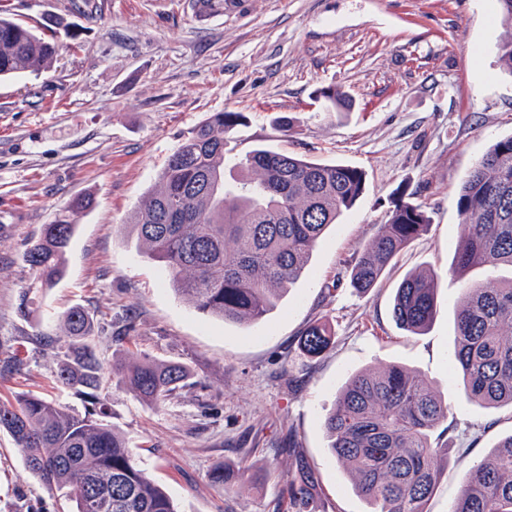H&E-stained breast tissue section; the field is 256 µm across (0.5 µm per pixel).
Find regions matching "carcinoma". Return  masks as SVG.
<instances>
[{
  "mask_svg": "<svg viewBox=\"0 0 512 512\" xmlns=\"http://www.w3.org/2000/svg\"><path fill=\"white\" fill-rule=\"evenodd\" d=\"M54 42L16 18L0 16V79L39 75L56 56ZM319 95L348 109L334 87ZM241 112H215L169 155L128 225L137 247L158 261L174 290L203 314L256 324L277 304L312 259L313 250L361 197L365 172L256 148L228 165L227 136ZM461 242L449 271L463 281L454 315L451 364L466 398L486 409L512 407V135L494 142L464 179L457 198ZM431 224L419 205L395 204L380 232L364 243L350 272L351 287L366 293L394 258ZM76 225L42 226L22 253L32 272L19 312H33L30 294L54 287L65 271ZM436 273H408L395 290L393 316L422 335L437 312ZM64 344L55 372L59 386L90 407L74 414L45 396L22 392L0 403V432L8 433L28 473L73 503V512H179L112 423L101 397L105 374L95 347L93 318L74 306L59 318ZM334 342L320 321L302 331L299 346L315 358ZM112 382L158 406L191 378L189 368L147 354L112 363ZM328 453L347 465L369 512H429L448 442L457 425L434 385L393 363L348 378L325 415ZM246 470L215 467L218 489L243 485ZM315 473L300 460L288 479V504L306 512ZM451 512H512V433L466 474Z\"/></svg>",
  "mask_w": 512,
  "mask_h": 512,
  "instance_id": "1",
  "label": "carcinoma"
}]
</instances>
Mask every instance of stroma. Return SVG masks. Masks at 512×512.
Returning <instances> with one entry per match:
<instances>
[{"label":"stroma","instance_id":"obj_1","mask_svg":"<svg viewBox=\"0 0 512 512\" xmlns=\"http://www.w3.org/2000/svg\"><path fill=\"white\" fill-rule=\"evenodd\" d=\"M55 36L53 66L0 82V401L27 391L84 413L54 381L57 314L79 305L97 322L104 365L146 353L186 363L193 377L161 407L106 385L112 421L180 512H288L297 458L316 472L319 512H367L346 467L331 459L325 414L349 376L399 362L448 400V418L475 433L456 446L430 512H450L463 476L502 435L512 409L467 401L449 369L460 284L448 272L461 237L457 193L496 140L512 134V74L499 46L512 28L499 0H224L198 17L193 0H0ZM346 92L348 110L319 91ZM241 112L234 158L263 145L358 167L366 186L314 250L300 279L260 324L201 314L136 252L127 222L168 156L212 113ZM432 218L368 294L350 264L385 224L399 193ZM89 209L68 214L76 196ZM71 218L63 280L22 317L31 273L21 255L42 225ZM440 277L438 312L421 336L398 328L394 290L409 272ZM328 319L336 342L311 360L296 347L308 321ZM247 466L250 484L211 486L218 465ZM59 493L23 468L0 433V512H63Z\"/></svg>","mask_w":512,"mask_h":512}]
</instances>
